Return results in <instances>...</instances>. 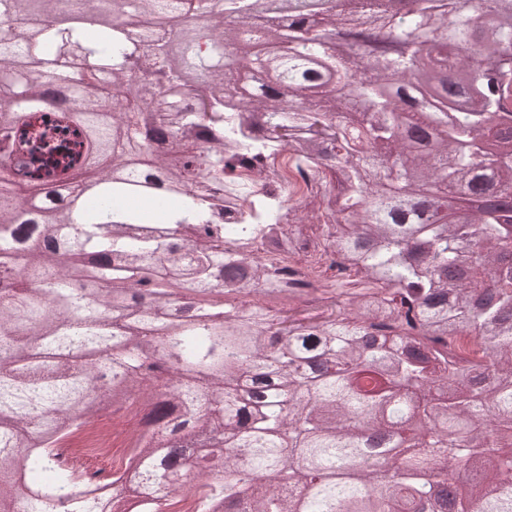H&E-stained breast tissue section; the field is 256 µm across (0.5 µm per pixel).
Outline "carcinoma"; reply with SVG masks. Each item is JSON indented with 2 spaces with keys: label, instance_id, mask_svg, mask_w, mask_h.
<instances>
[{
  "label": "carcinoma",
  "instance_id": "obj_1",
  "mask_svg": "<svg viewBox=\"0 0 512 512\" xmlns=\"http://www.w3.org/2000/svg\"><path fill=\"white\" fill-rule=\"evenodd\" d=\"M310 4L122 0L102 19L99 0H0V25L19 22L0 44V133L67 112L80 154L60 184H29L45 196L35 211L0 193V512H103L53 446L141 398V512H162L177 470L202 512H429L431 477L462 471L479 489L449 512H512V214L492 203L512 196V0H323L313 23ZM199 15L189 52L156 36ZM143 60L158 64L147 78ZM462 68L465 108L415 111L430 136L414 144L389 88ZM246 69L272 76L236 106L334 210L297 208L288 232L327 224L358 277L328 265L313 313L217 308L219 283L246 287L248 256L210 242L199 185L267 167L219 131ZM63 77L80 86L75 107L54 95ZM286 195L270 189L256 216ZM184 224L196 239L177 238ZM252 279L271 301L287 287L259 265ZM363 428L401 447L362 452ZM37 468L52 479L27 484Z\"/></svg>",
  "mask_w": 512,
  "mask_h": 512
}]
</instances>
